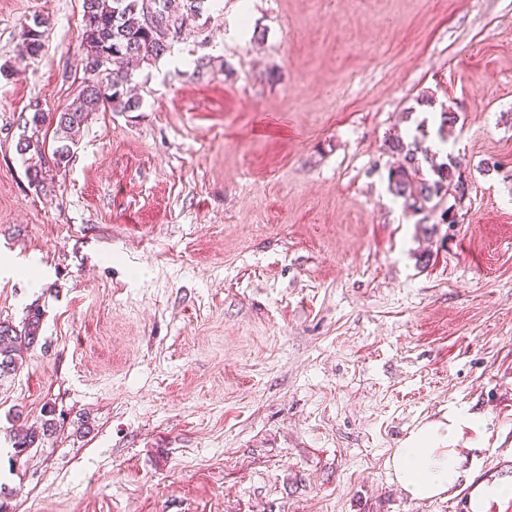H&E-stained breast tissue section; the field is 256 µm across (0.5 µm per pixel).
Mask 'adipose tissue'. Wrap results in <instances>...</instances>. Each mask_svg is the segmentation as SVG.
Here are the masks:
<instances>
[{
    "label": "adipose tissue",
    "mask_w": 512,
    "mask_h": 512,
    "mask_svg": "<svg viewBox=\"0 0 512 512\" xmlns=\"http://www.w3.org/2000/svg\"><path fill=\"white\" fill-rule=\"evenodd\" d=\"M453 443L452 436L440 435L433 426L419 429L405 447L394 450L389 460L395 480L419 500L453 490L461 478L464 461Z\"/></svg>",
    "instance_id": "1"
}]
</instances>
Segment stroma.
I'll use <instances>...</instances> for the list:
<instances>
[{"mask_svg": "<svg viewBox=\"0 0 512 512\" xmlns=\"http://www.w3.org/2000/svg\"><path fill=\"white\" fill-rule=\"evenodd\" d=\"M82 5L0 0V322L41 313L0 378V512H462L512 484V0H205L59 165ZM424 94L460 116L454 224L387 190L386 136L438 128ZM428 424L470 473L417 500L387 461Z\"/></svg>", "mask_w": 512, "mask_h": 512, "instance_id": "obj_1", "label": "stroma"}]
</instances>
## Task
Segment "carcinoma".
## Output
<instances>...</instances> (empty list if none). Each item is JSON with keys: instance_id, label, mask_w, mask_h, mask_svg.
Wrapping results in <instances>:
<instances>
[{"instance_id": "obj_1", "label": "carcinoma", "mask_w": 512, "mask_h": 512, "mask_svg": "<svg viewBox=\"0 0 512 512\" xmlns=\"http://www.w3.org/2000/svg\"><path fill=\"white\" fill-rule=\"evenodd\" d=\"M204 0H84V47L85 68L99 72L97 62L108 58V81L90 82L64 112L60 113L58 131L66 143L57 147L53 156L60 165L69 157V143L84 125L90 114L109 108L114 112H133L140 102L124 93L128 83V64L133 59L151 61L162 56L173 39L171 27L177 20L197 16ZM152 13L160 15L153 24L146 22ZM40 22H34L23 40L22 51L35 57L43 48L42 32L36 30ZM438 135L447 136L454 127L458 114L440 105ZM388 153L394 158L388 170V191L402 200L403 207L414 213L439 207L451 195L462 178L460 164L453 157L435 162L437 156H429L418 137L405 141L401 136L385 140ZM41 328V314L33 310L22 330L0 322V375L15 371L23 349L35 344ZM39 439V431L33 427L22 429L15 435L13 448L21 454L33 447Z\"/></svg>"}]
</instances>
